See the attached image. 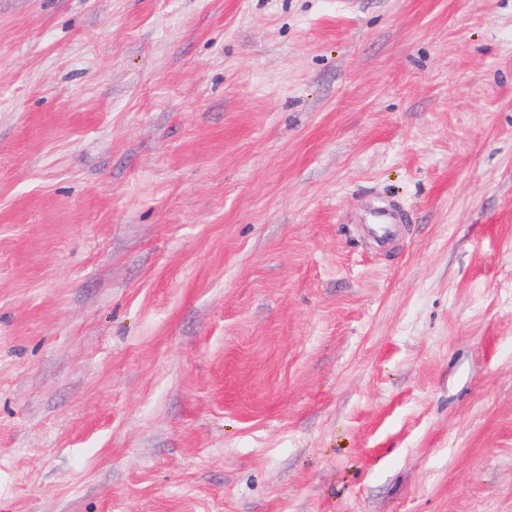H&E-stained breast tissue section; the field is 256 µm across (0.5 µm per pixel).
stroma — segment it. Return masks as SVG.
I'll return each instance as SVG.
<instances>
[{
  "label": "stroma",
  "instance_id": "stroma-1",
  "mask_svg": "<svg viewBox=\"0 0 512 512\" xmlns=\"http://www.w3.org/2000/svg\"><path fill=\"white\" fill-rule=\"evenodd\" d=\"M0 512H512V0H0ZM366 220L373 238L379 243H385L394 235L397 224L401 222V215L394 206L389 204L371 210Z\"/></svg>",
  "mask_w": 512,
  "mask_h": 512
}]
</instances>
